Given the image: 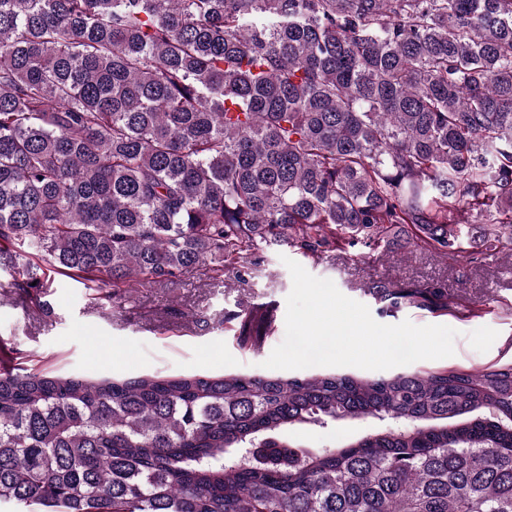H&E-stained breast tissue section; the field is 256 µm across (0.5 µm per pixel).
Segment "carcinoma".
<instances>
[{"mask_svg": "<svg viewBox=\"0 0 512 512\" xmlns=\"http://www.w3.org/2000/svg\"><path fill=\"white\" fill-rule=\"evenodd\" d=\"M512 253V0H0V271L224 272L401 233ZM389 306L439 289L401 288ZM398 428L313 452L293 427ZM512 512V362L365 379L0 371V503Z\"/></svg>", "mask_w": 512, "mask_h": 512, "instance_id": "carcinoma-1", "label": "carcinoma"}]
</instances>
